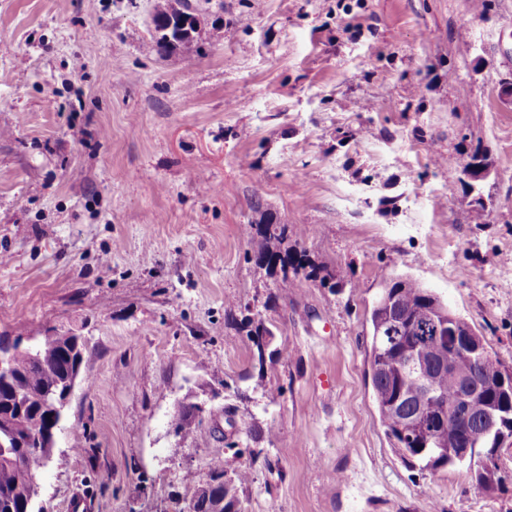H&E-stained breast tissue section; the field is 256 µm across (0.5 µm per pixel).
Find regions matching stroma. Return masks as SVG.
<instances>
[{
	"mask_svg": "<svg viewBox=\"0 0 512 512\" xmlns=\"http://www.w3.org/2000/svg\"><path fill=\"white\" fill-rule=\"evenodd\" d=\"M194 2L160 57L156 0H0V346L85 341L37 512H176L223 463L246 512H512V438L490 491L402 462L366 347L402 276L512 371V0ZM265 222L329 287L256 265ZM198 406L201 410L194 412L195 418L191 413V410L195 407V404H191L184 407L175 420V432L182 438L193 436L197 432L198 427L196 425L195 419L198 418L204 411V406L202 404H198Z\"/></svg>",
	"mask_w": 512,
	"mask_h": 512,
	"instance_id": "stroma-1",
	"label": "stroma"
}]
</instances>
